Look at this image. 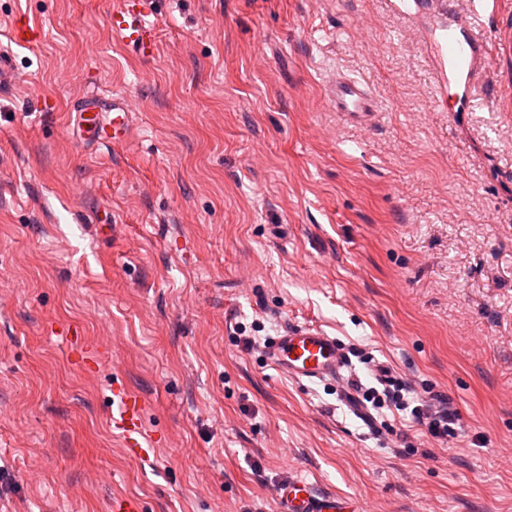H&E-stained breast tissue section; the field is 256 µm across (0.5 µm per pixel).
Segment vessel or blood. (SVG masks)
<instances>
[{"mask_svg": "<svg viewBox=\"0 0 512 512\" xmlns=\"http://www.w3.org/2000/svg\"><path fill=\"white\" fill-rule=\"evenodd\" d=\"M414 3L422 16L425 45L432 61L437 90L454 89L459 104L476 100V89L488 77L489 61L498 58L507 73L498 81L500 93L512 91V30H497L488 36L476 20L478 12L496 18L501 0H480V10L461 8V0H399ZM106 23L115 42L143 60L153 59L158 49L159 30L149 0H119ZM324 103L343 119L372 122L380 110L378 98L363 80L344 71L331 72L324 82ZM128 99L103 101L91 97L78 110L79 125L97 139L124 140L132 125ZM265 358L276 370L297 381H324L339 378L345 366L344 351L335 337L313 326H296L272 338L264 348ZM143 401L136 393L116 388L112 399V425L125 438L131 456L147 450L141 444ZM278 512H344L345 504L336 496L316 497L304 479L288 480L277 492Z\"/></svg>", "mask_w": 512, "mask_h": 512, "instance_id": "vessel-or-blood-1", "label": "vessel or blood"}]
</instances>
